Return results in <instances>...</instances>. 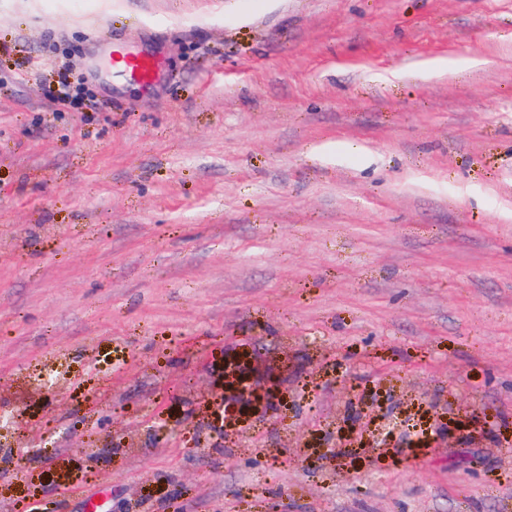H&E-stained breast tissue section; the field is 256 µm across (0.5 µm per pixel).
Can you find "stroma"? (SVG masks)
<instances>
[{
	"mask_svg": "<svg viewBox=\"0 0 512 512\" xmlns=\"http://www.w3.org/2000/svg\"><path fill=\"white\" fill-rule=\"evenodd\" d=\"M1 410L0 512H512V0H0ZM120 69L143 84L152 83L158 69L159 61L155 58L126 52L119 57Z\"/></svg>",
	"mask_w": 512,
	"mask_h": 512,
	"instance_id": "35a3bbf8",
	"label": "stroma"
}]
</instances>
